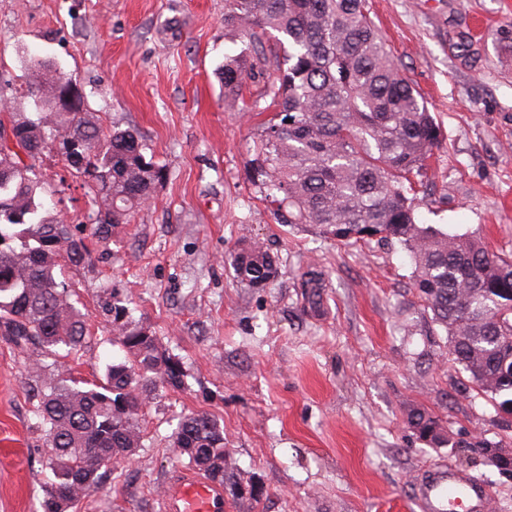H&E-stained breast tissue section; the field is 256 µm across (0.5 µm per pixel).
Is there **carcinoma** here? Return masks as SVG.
<instances>
[{"label": "carcinoma", "instance_id": "obj_1", "mask_svg": "<svg viewBox=\"0 0 512 512\" xmlns=\"http://www.w3.org/2000/svg\"><path fill=\"white\" fill-rule=\"evenodd\" d=\"M224 27L247 51L217 69L224 104L234 109L243 88L263 81L250 104L269 113L253 141V181L274 205L279 224H307L343 246L397 244L413 264V288L448 338L465 373L464 391L488 401L512 428V253L494 251L478 232L450 233L419 221L417 187L431 184L430 160L441 130L426 102L388 50L367 0H224ZM25 88L0 78V132L27 148L0 154V334L17 347L37 344L44 358L28 376L54 480L40 512H75L112 458L141 445L144 409L158 388L179 387L181 361L136 319L131 301L112 297V343L123 356L99 382L79 385L63 359L84 346L85 314L60 279L68 265L91 264L94 247L128 224L166 177L134 128H107L88 112L71 78L48 57L23 60ZM32 100L37 118L9 112L14 95ZM69 95L67 112L52 108ZM82 154L63 168L97 208L98 219L73 226L46 208L38 167L54 138ZM17 238L20 246H3ZM237 280L266 288L275 257L246 238L227 256ZM303 297L319 307L326 287L313 267L301 275ZM407 423L431 448L456 446L441 419L424 408ZM177 456L224 483V424L208 413L181 417L170 435Z\"/></svg>", "mask_w": 512, "mask_h": 512}]
</instances>
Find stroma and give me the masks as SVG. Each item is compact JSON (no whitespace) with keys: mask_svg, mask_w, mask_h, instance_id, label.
I'll return each mask as SVG.
<instances>
[{"mask_svg":"<svg viewBox=\"0 0 512 512\" xmlns=\"http://www.w3.org/2000/svg\"><path fill=\"white\" fill-rule=\"evenodd\" d=\"M368 6L443 134L420 219L483 229L494 249L512 250V0ZM241 47L224 28V0H0V76L23 84L25 56L53 57L89 112L136 128L166 170L102 259L66 271L91 333L70 367L89 382L120 357L105 306L116 292L182 362L185 383L159 389L142 447L76 512H162L169 475L188 467L169 437L191 412L224 422L240 488L227 512H415L418 471L442 461L489 487L492 512H512V473L465 445L479 434L512 446V429L461 393L448 338L410 286L407 253L346 247L273 219L249 164L264 118L226 110L215 76ZM41 172L55 213L84 221L81 189L57 191L56 158ZM245 236L278 262L260 291L224 263ZM312 263L330 281L318 312L305 310L299 286ZM40 356L0 335V512H37L51 478L28 378ZM411 405L439 415L457 446L417 441Z\"/></svg>","mask_w":512,"mask_h":512,"instance_id":"obj_1","label":"stroma"}]
</instances>
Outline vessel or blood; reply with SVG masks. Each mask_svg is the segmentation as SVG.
Returning a JSON list of instances; mask_svg holds the SVG:
<instances>
[{
  "mask_svg": "<svg viewBox=\"0 0 512 512\" xmlns=\"http://www.w3.org/2000/svg\"><path fill=\"white\" fill-rule=\"evenodd\" d=\"M418 512H453L465 502L467 512H484L489 492L472 476L441 464L424 470L412 490ZM223 485L191 472L175 474L165 484L163 512H226Z\"/></svg>",
  "mask_w": 512,
  "mask_h": 512,
  "instance_id": "vessel-or-blood-1",
  "label": "vessel or blood"
}]
</instances>
